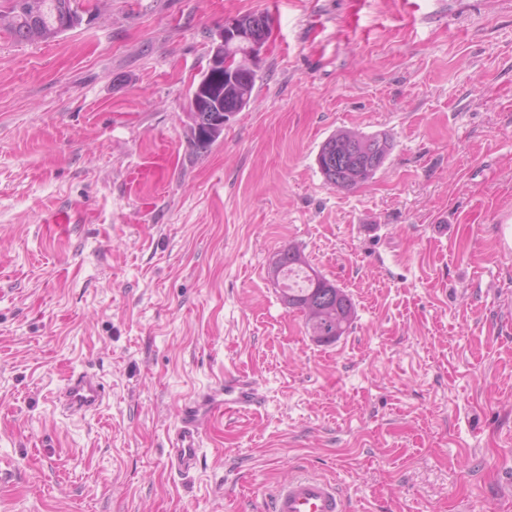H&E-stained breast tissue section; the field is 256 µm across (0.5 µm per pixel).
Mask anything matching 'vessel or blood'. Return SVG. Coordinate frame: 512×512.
<instances>
[{
  "instance_id": "obj_1",
  "label": "vessel or blood",
  "mask_w": 512,
  "mask_h": 512,
  "mask_svg": "<svg viewBox=\"0 0 512 512\" xmlns=\"http://www.w3.org/2000/svg\"><path fill=\"white\" fill-rule=\"evenodd\" d=\"M108 396L103 379L93 372L70 374L56 395L68 412H97ZM262 398L254 380L240 372L225 371L215 387L186 403L169 439L171 468L195 471L203 439V424L219 413L242 414L259 408ZM269 512H348L349 504L336 482L319 475H295L279 483L268 498Z\"/></svg>"
}]
</instances>
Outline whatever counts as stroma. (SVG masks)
I'll return each instance as SVG.
<instances>
[{
  "label": "stroma",
  "mask_w": 512,
  "mask_h": 512,
  "mask_svg": "<svg viewBox=\"0 0 512 512\" xmlns=\"http://www.w3.org/2000/svg\"><path fill=\"white\" fill-rule=\"evenodd\" d=\"M49 43L0 30V512H268L309 472L351 512H512V0H87ZM269 18L249 105L204 153L211 35ZM385 134L339 191L317 154ZM298 247L353 299L308 335L269 275ZM263 401L166 463L182 405ZM102 377L86 416L54 403ZM385 138L388 139L387 136L384 137L383 135H366V137L356 138L351 137L354 144L350 147V150L359 149L362 153L366 154L371 161L370 164L368 163L366 171L362 173L360 177H363V174L371 177L383 165L386 158L383 159L382 157L391 152V142H385ZM108 396L103 379L93 372L70 374L56 395V402L66 412H97ZM262 398L256 382L241 372L224 371V380L186 403L178 426L169 438L168 460L180 473L195 471L203 439V424L218 413L242 414L259 408Z\"/></svg>",
  "instance_id": "obj_1"
}]
</instances>
